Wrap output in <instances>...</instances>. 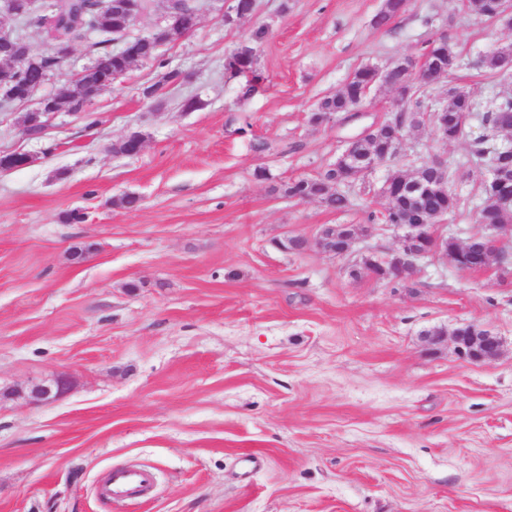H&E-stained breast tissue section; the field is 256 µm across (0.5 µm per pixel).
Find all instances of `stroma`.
Masks as SVG:
<instances>
[{
    "mask_svg": "<svg viewBox=\"0 0 512 512\" xmlns=\"http://www.w3.org/2000/svg\"><path fill=\"white\" fill-rule=\"evenodd\" d=\"M230 4L198 0L195 30L161 45L164 66L135 63L95 97L97 126L62 111L40 137L23 132L39 98L94 60L96 33L36 99L0 109V155L32 158L0 169V512H512V268L462 272L441 255L406 288L362 268L399 249L398 230L344 257L313 244L323 226L383 212L385 179L433 156L459 199L436 232H479L470 143L492 100L512 96V74L481 59L512 46V27L462 0H407L383 28V0H255L233 26ZM261 25L263 82L244 100L224 59ZM445 31L460 64L424 94L469 93L466 137L410 131L342 211L284 195L396 109L377 85L359 118L317 126L319 100ZM169 70L191 78L144 99ZM192 96L200 108L183 111ZM133 132L142 151L115 153ZM128 194L137 208L120 205ZM287 235L312 244L283 250ZM468 323L499 338L497 359L457 353L451 333ZM433 328L447 337L429 343ZM58 376L59 398L27 400ZM130 463L155 473L153 495L102 498V475Z\"/></svg>",
    "mask_w": 512,
    "mask_h": 512,
    "instance_id": "35a3bbf8",
    "label": "stroma"
}]
</instances>
